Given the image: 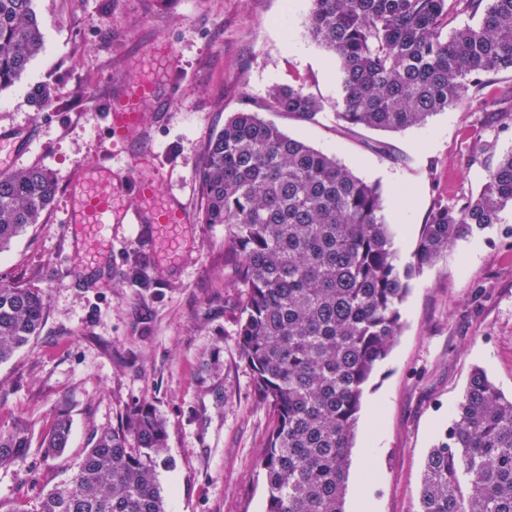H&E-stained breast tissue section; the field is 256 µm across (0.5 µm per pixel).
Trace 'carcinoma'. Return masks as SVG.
Segmentation results:
<instances>
[{
	"instance_id": "cac0c4a2",
	"label": "carcinoma",
	"mask_w": 512,
	"mask_h": 512,
	"mask_svg": "<svg viewBox=\"0 0 512 512\" xmlns=\"http://www.w3.org/2000/svg\"><path fill=\"white\" fill-rule=\"evenodd\" d=\"M312 2L307 32L339 62L336 118L351 127L422 125L478 92L482 75L512 71V0ZM460 12L478 24L453 26ZM44 44L34 0H0V91ZM266 107L312 117L321 104L301 87L277 86ZM199 181L203 223L224 225L241 260L238 358L271 417L265 512H345L364 389L401 331L409 282L512 209V152L477 195L434 206L403 267L379 187L251 110L211 137ZM54 193L44 168L0 173V251L39 223ZM45 316L39 290L0 283V363L40 333ZM70 428L59 413L39 448L60 452ZM30 447L27 430L0 432V468L21 465ZM166 447L165 421L142 405L122 427L97 432L68 487L45 494L35 512H166L156 472ZM418 512H512V397L482 369L429 450Z\"/></svg>"
}]
</instances>
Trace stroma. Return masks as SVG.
<instances>
[{
  "mask_svg": "<svg viewBox=\"0 0 512 512\" xmlns=\"http://www.w3.org/2000/svg\"><path fill=\"white\" fill-rule=\"evenodd\" d=\"M45 47L21 80L0 92V129L29 133L17 167L40 166L56 180L42 221L0 252V279L40 289L39 334L0 363V431L29 429L18 468H0V501L35 512L64 488L96 430L119 426L150 404L167 426L158 483L168 512H264L260 458L270 424L240 363L238 262L224 227L200 218L197 175L206 146L226 119L248 107L286 135L336 155L378 184L399 265L413 260L434 203L478 193L499 157L512 151V120L485 126L467 99L399 131L349 127L336 118L335 58L305 27L311 0H35ZM159 81L165 118L147 110L140 132L111 141L103 104L125 84ZM47 86L36 110L30 93ZM300 85L319 100L309 119L271 112V88ZM491 148L471 160L474 138ZM155 153L159 196L183 202L193 258H158L141 248L138 227H112V253L91 264L69 236L73 174L108 157L116 168ZM146 266L153 285L126 272ZM402 329L365 387L350 475L368 443L377 448L367 492L376 512H417L424 458L450 422L470 372L483 368L512 394V212L481 234L458 240L410 283ZM71 421L68 445L44 455L38 443L57 411Z\"/></svg>",
  "mask_w": 512,
  "mask_h": 512,
  "instance_id": "35a3bbf8",
  "label": "stroma"
}]
</instances>
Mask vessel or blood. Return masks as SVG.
Returning a JSON list of instances; mask_svg holds the SVG:
<instances>
[{"label": "vessel or blood", "instance_id": "b4317fda", "mask_svg": "<svg viewBox=\"0 0 512 512\" xmlns=\"http://www.w3.org/2000/svg\"><path fill=\"white\" fill-rule=\"evenodd\" d=\"M156 100V86L152 81L140 80L121 95L104 103L103 121L108 137L128 138L137 133L142 124L143 110ZM27 150L24 137L15 131H0V151L7 160L21 157ZM147 156H140L125 173H118L111 164L99 161L82 168L72 179L69 189V222L74 233L83 242H90L97 234L111 232L116 224H148L151 235L142 242L150 252H158L164 235L182 236L188 227L185 210L174 200L157 199L154 181L143 170ZM134 188L140 200L135 211H128L121 203L127 188Z\"/></svg>", "mask_w": 512, "mask_h": 512}]
</instances>
